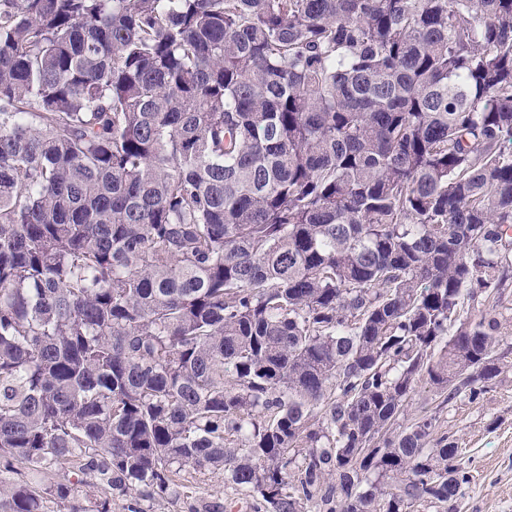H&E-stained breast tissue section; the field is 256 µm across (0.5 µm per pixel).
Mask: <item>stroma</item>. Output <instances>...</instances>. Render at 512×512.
Returning a JSON list of instances; mask_svg holds the SVG:
<instances>
[{
  "instance_id": "obj_1",
  "label": "stroma",
  "mask_w": 512,
  "mask_h": 512,
  "mask_svg": "<svg viewBox=\"0 0 512 512\" xmlns=\"http://www.w3.org/2000/svg\"><path fill=\"white\" fill-rule=\"evenodd\" d=\"M429 386L418 388L413 408L438 412L448 433L469 459L471 480L457 501V512H512V372L477 402L465 400L438 409ZM247 496L222 474L181 472L169 494L143 502L144 512H255Z\"/></svg>"
}]
</instances>
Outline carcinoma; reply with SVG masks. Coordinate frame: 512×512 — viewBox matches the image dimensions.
I'll return each mask as SVG.
<instances>
[{
    "instance_id": "1",
    "label": "carcinoma",
    "mask_w": 512,
    "mask_h": 512,
    "mask_svg": "<svg viewBox=\"0 0 512 512\" xmlns=\"http://www.w3.org/2000/svg\"><path fill=\"white\" fill-rule=\"evenodd\" d=\"M511 248L512 0H0V512H455ZM166 495L143 501L146 512H256V498L247 496L221 473L182 471ZM68 478L71 483L74 484L73 487L76 488L75 494V504H79L80 506H86V510H90L89 500L95 501V499H102L110 497V490L106 486L100 485L97 483L96 479L90 477L89 475H84L77 471L69 472Z\"/></svg>"
}]
</instances>
